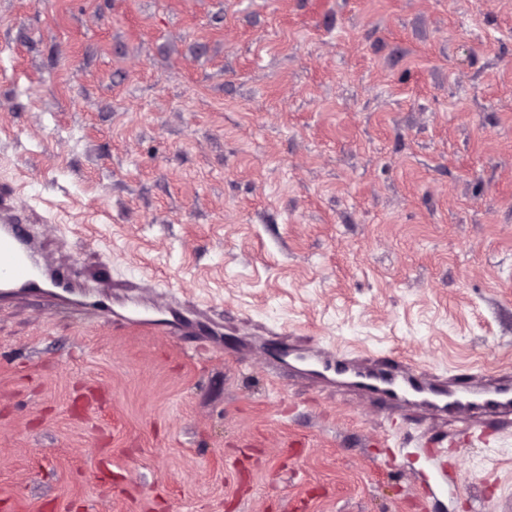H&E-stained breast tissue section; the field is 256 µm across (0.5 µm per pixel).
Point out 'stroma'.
Returning <instances> with one entry per match:
<instances>
[{
	"label": "stroma",
	"instance_id": "35a3bbf8",
	"mask_svg": "<svg viewBox=\"0 0 512 512\" xmlns=\"http://www.w3.org/2000/svg\"><path fill=\"white\" fill-rule=\"evenodd\" d=\"M0 189L153 336L0 301V512H505L453 441L236 354L258 324L512 374V0H0ZM429 447L430 443L426 441L416 446V448H410V450L406 448L403 456L410 461V464H414L422 459L430 469L436 472L441 481L448 485V489L451 490L455 484L454 478L446 471L439 451Z\"/></svg>",
	"mask_w": 512,
	"mask_h": 512
}]
</instances>
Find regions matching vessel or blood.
Listing matches in <instances>:
<instances>
[{"label":"vessel or blood","instance_id":"b4317fda","mask_svg":"<svg viewBox=\"0 0 512 512\" xmlns=\"http://www.w3.org/2000/svg\"><path fill=\"white\" fill-rule=\"evenodd\" d=\"M120 300H113L100 282L87 278L73 264L50 253L29 219L24 218L8 196L0 195V298L9 296L48 299L80 317L111 321L113 303L125 307L121 322L150 334H174L211 321L210 310L182 304L172 298L178 313L171 319L144 317L153 306L151 295L156 285L144 278L126 283ZM268 351L270 366L278 370L289 359L307 365L300 378L321 390H337L367 404L389 410L392 415H415L435 426L456 423L460 432L475 436L488 420H512V376L472 373L460 376L455 371H427L402 360L388 361L359 352L335 348L304 349L284 332L270 327L253 331L241 345L249 352L253 343ZM410 462H424L444 484L454 479L445 469L437 449L428 444L405 451Z\"/></svg>","mask_w":512,"mask_h":512}]
</instances>
